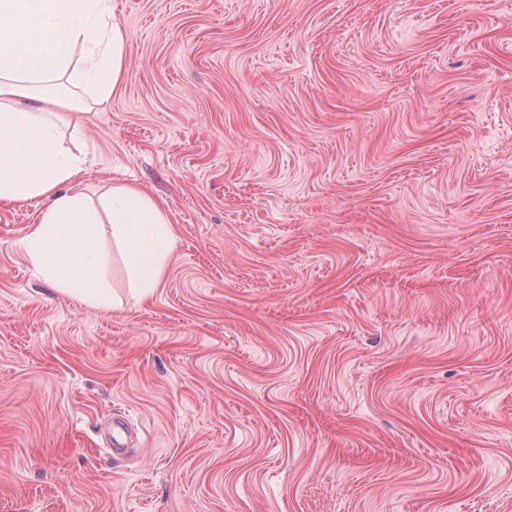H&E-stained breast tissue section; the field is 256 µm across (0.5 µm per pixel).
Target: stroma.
Wrapping results in <instances>:
<instances>
[{"instance_id": "stroma-1", "label": "stroma", "mask_w": 512, "mask_h": 512, "mask_svg": "<svg viewBox=\"0 0 512 512\" xmlns=\"http://www.w3.org/2000/svg\"><path fill=\"white\" fill-rule=\"evenodd\" d=\"M115 3L74 190L176 243L104 310L0 202V512H512V0Z\"/></svg>"}]
</instances>
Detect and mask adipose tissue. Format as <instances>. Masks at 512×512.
I'll return each instance as SVG.
<instances>
[{
  "mask_svg": "<svg viewBox=\"0 0 512 512\" xmlns=\"http://www.w3.org/2000/svg\"><path fill=\"white\" fill-rule=\"evenodd\" d=\"M127 50L112 0H0V201L49 199L25 253L53 288L98 308L111 305L102 224L144 298L164 280L175 243L163 202L138 185L113 184L97 206L69 189L86 159L66 135L123 81Z\"/></svg>",
  "mask_w": 512,
  "mask_h": 512,
  "instance_id": "obj_1",
  "label": "adipose tissue"
}]
</instances>
